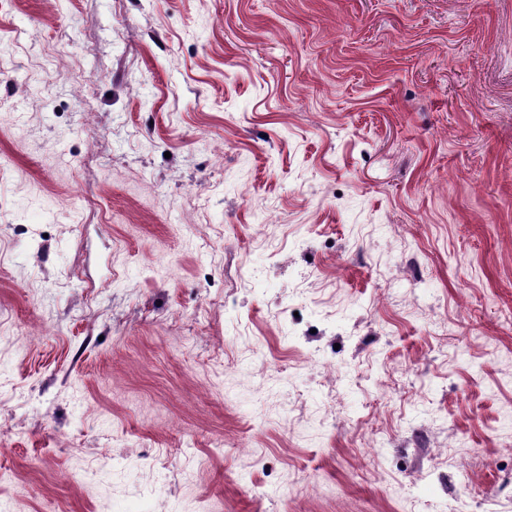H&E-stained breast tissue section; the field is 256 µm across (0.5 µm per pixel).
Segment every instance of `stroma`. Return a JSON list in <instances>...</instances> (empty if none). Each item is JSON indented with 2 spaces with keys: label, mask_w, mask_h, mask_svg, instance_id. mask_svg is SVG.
Wrapping results in <instances>:
<instances>
[{
  "label": "stroma",
  "mask_w": 512,
  "mask_h": 512,
  "mask_svg": "<svg viewBox=\"0 0 512 512\" xmlns=\"http://www.w3.org/2000/svg\"><path fill=\"white\" fill-rule=\"evenodd\" d=\"M512 0H0L10 512H512Z\"/></svg>",
  "instance_id": "obj_1"
}]
</instances>
